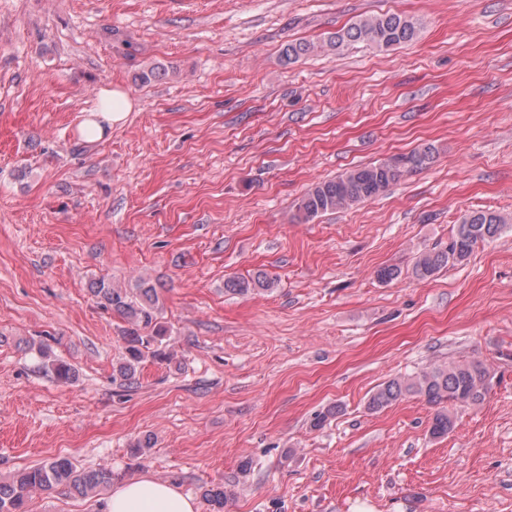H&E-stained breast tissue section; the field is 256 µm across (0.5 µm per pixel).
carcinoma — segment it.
<instances>
[{"mask_svg": "<svg viewBox=\"0 0 512 512\" xmlns=\"http://www.w3.org/2000/svg\"><path fill=\"white\" fill-rule=\"evenodd\" d=\"M419 28V22L406 15L384 13L365 16L324 41H301L286 45L282 50V59L290 65L325 50L337 52L357 43L389 50L413 41ZM431 155V148L425 147L378 164L358 166L333 179L316 182L297 201L296 219L309 223L326 213L349 210L372 200L403 177L426 166ZM506 224L507 218L495 212L478 211L468 215L452 230L445 248H432L419 253L413 263L412 274L426 280L450 265L463 263L478 245L495 239ZM224 288L231 294L247 295L254 291L270 290L271 281L258 273L250 279H229ZM92 292L103 307L116 312L131 324L122 336L124 352L113 368V376L122 384L132 386L136 383L140 364L147 357L166 358L161 349L166 327L159 321L158 293L151 286L114 288L104 281L96 283ZM43 356L48 358L46 367L58 381L70 383L76 379V372L69 364L49 358L46 352ZM491 380L490 371L479 361L438 365L378 385L367 401V409L377 412L404 397H422L427 403L438 407L430 434L440 438L455 427L451 410L480 406ZM339 412V406L334 405L314 414L310 427L315 430L324 428ZM112 481L113 473L108 469L82 470L68 457H52L0 479V512H25L26 503L35 491L64 487L83 497L96 496L110 487ZM202 497L213 507V512H224L229 493L222 486H204Z\"/></svg>", "mask_w": 512, "mask_h": 512, "instance_id": "carcinoma-1", "label": "carcinoma"}]
</instances>
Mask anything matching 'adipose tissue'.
<instances>
[{
  "instance_id": "ef3b65f1",
  "label": "adipose tissue",
  "mask_w": 512,
  "mask_h": 512,
  "mask_svg": "<svg viewBox=\"0 0 512 512\" xmlns=\"http://www.w3.org/2000/svg\"><path fill=\"white\" fill-rule=\"evenodd\" d=\"M131 109L122 90H102L87 110L83 128L87 141H100L107 129L126 119ZM103 512H196V504L173 484L142 475L115 489L105 499Z\"/></svg>"
}]
</instances>
